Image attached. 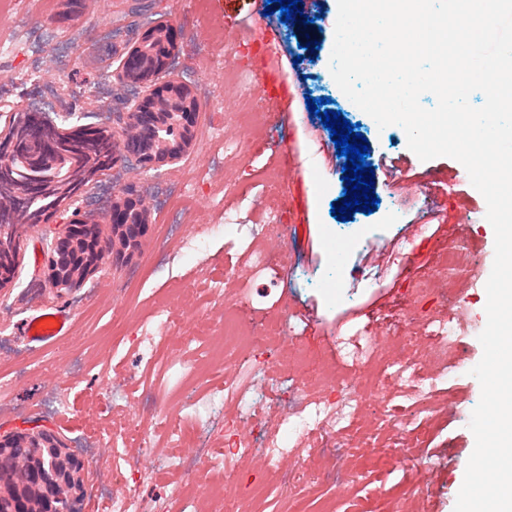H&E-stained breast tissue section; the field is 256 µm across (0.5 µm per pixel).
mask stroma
<instances>
[{
  "mask_svg": "<svg viewBox=\"0 0 512 512\" xmlns=\"http://www.w3.org/2000/svg\"><path fill=\"white\" fill-rule=\"evenodd\" d=\"M337 0H313L312 28L265 15L261 0H102L97 12L68 0H6L0 41L18 44L16 61L0 63V97L27 98L47 118L74 109L68 125L109 122L116 163L83 202L107 209L115 195H143L152 224L130 261L104 259L79 287L60 291L44 275L52 235L41 224L19 227L20 249L11 284L0 292V433L37 424L58 431L86 461L80 512H106L100 487L111 496L127 491L107 482L110 467L141 456L138 443L113 445V424L140 419L156 448L172 444L157 425L160 406L181 409L186 424L202 429L209 447L225 440L258 444L262 435L287 436V457L268 469L254 461L234 464L224 487L238 512H454L475 438L468 427L481 388L470 371L482 358L478 339L487 315L486 282L495 236L486 201L464 166L441 156L420 160L403 129L378 128L337 86L329 61ZM166 20L181 32L178 72L198 89L200 125L194 152L173 165L145 168L123 147L119 121L126 92L112 70L120 54L152 22ZM276 39L266 44L263 32ZM318 48L306 46V38ZM287 91L280 118L285 136L271 129L253 138L241 124L245 86ZM325 97L330 110L357 124L368 140L366 160L379 204L373 213L335 219L331 207L344 197L342 170L330 132L312 115L307 98ZM289 154L291 169L278 157ZM234 224H274L262 243L272 263L255 269L249 241L221 231ZM428 225L419 234L417 225ZM195 235L199 254L183 255L179 241ZM454 251L456 269L441 255ZM235 299L263 323L285 314L299 325L298 341L278 350L258 347L227 362L208 363L205 376L184 377L192 354L224 343L226 273ZM173 304L179 333L150 359L135 337L160 335L157 308ZM69 309L72 333L33 343L23 320L57 306ZM376 337L387 356L413 337L423 372L436 376L432 394L391 365L381 376L358 431L343 437L292 433L299 410L294 348L325 365L350 363L348 345ZM253 373L254 418L220 432L209 412L182 409L189 393L220 390L224 377ZM403 449L398 462L390 451ZM317 451L313 474L300 478V462Z\"/></svg>",
  "mask_w": 512,
  "mask_h": 512,
  "instance_id": "1",
  "label": "stroma"
}]
</instances>
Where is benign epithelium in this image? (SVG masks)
Masks as SVG:
<instances>
[{
    "mask_svg": "<svg viewBox=\"0 0 512 512\" xmlns=\"http://www.w3.org/2000/svg\"><path fill=\"white\" fill-rule=\"evenodd\" d=\"M179 51L177 28L165 20L152 23L127 49L112 71L116 81L131 88L126 100L123 121L125 151L145 167H159L182 160L196 145L201 112L197 88L175 71ZM175 110L179 116L182 138L175 146L152 151L140 143V135L153 117L164 110ZM0 117L5 126L0 130V169L13 181L11 198L14 205L38 198L52 202L37 211L32 224L53 226L52 248L57 253L48 257L45 273L58 288H75L96 270L108 253L130 257L150 229V210L139 195L130 192L113 200L101 217L73 206L77 196L60 187L58 178L49 174L64 164L70 152L61 141L78 136L85 141L100 126L56 128L59 144L47 147L28 137L36 127L53 125L23 98L7 104L0 102ZM112 226V242L102 244L96 226ZM0 259V291L12 281L11 260L17 254V243ZM36 441L50 448L58 459V470L51 487L42 483L27 457L18 454L20 444ZM0 456L9 460L8 470L0 475V512H69L72 501L83 496L84 464L71 452L61 437L50 430L27 429L0 434Z\"/></svg>",
    "mask_w": 512,
    "mask_h": 512,
    "instance_id": "7a95c632",
    "label": "benign epithelium"
}]
</instances>
